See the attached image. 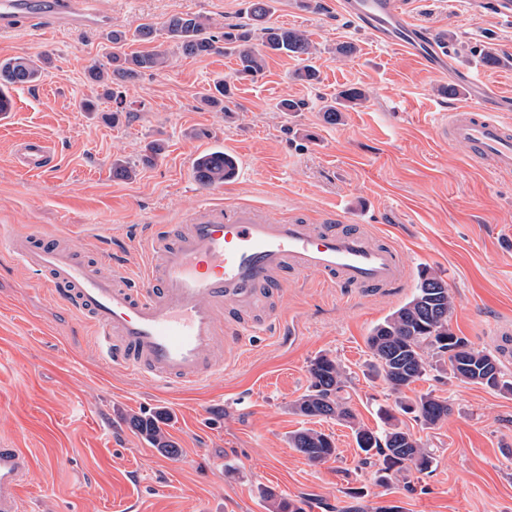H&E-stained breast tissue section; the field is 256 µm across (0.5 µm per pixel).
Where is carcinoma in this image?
Listing matches in <instances>:
<instances>
[{"mask_svg": "<svg viewBox=\"0 0 512 512\" xmlns=\"http://www.w3.org/2000/svg\"><path fill=\"white\" fill-rule=\"evenodd\" d=\"M273 0H248L247 13L251 24L243 32L233 29L221 34L213 32L210 18L200 14H174L164 23L170 44L182 54L203 57L216 53L236 56L238 73L258 76L266 66L271 53H285L304 65L296 70L298 80L312 83L318 79L316 68L309 64L313 55L312 41L304 33L270 23ZM112 55L108 65L88 70L87 79L103 88L104 95L114 97L112 85L131 81L146 73H156L167 67L168 58L162 50L133 53L122 51L128 35L122 30L112 31ZM261 41V48L253 40ZM45 61L41 58L15 57L0 61V113L12 110L9 90L29 86L40 81ZM228 95L226 81L214 83V92L205 97L210 106H224ZM366 99L362 89L351 87L340 91L321 108L323 121L334 125L341 113L361 104ZM193 170L204 187L221 184L237 171L234 156L222 151H210L194 160ZM454 305L447 283L435 272L419 273L412 296L401 306L375 324L367 337L371 353V371L383 378L392 391L399 392L417 382L427 380L432 369L430 359L448 364L450 377L466 384L480 385L512 394V380L505 378L497 357L489 351L473 348L468 340H455L449 327ZM311 383L308 393L295 404L294 410L307 417H329L348 424L353 430L357 448L362 454L360 464L376 468L377 483L386 485L397 476L416 470L426 472L435 463L430 450L410 431L401 428L396 414H414L415 420L426 426H436L448 418L449 406L429 393L411 401L397 400L381 410L384 426L372 430L361 425L350 405L346 390L347 376L336 360L322 355L310 364ZM141 434L155 448L170 447L160 420H137ZM289 445L314 464L330 460L336 455L331 436L314 429H303L289 436Z\"/></svg>", "mask_w": 512, "mask_h": 512, "instance_id": "obj_1", "label": "carcinoma"}]
</instances>
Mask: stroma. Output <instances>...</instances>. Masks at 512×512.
<instances>
[{
    "label": "stroma",
    "mask_w": 512,
    "mask_h": 512,
    "mask_svg": "<svg viewBox=\"0 0 512 512\" xmlns=\"http://www.w3.org/2000/svg\"><path fill=\"white\" fill-rule=\"evenodd\" d=\"M292 2L275 0L271 20L309 36L318 81L295 80L300 63L284 54L270 55L253 79L238 77L230 54H176L163 72L122 85L119 114L87 79L111 54L113 30L160 27L181 13L243 26L246 0H86V11L111 27L28 18L0 37V61L49 58L42 80L13 88L12 110L0 115V226L86 248L108 225L118 261L133 274L145 258L144 225L182 223L203 202L295 209L313 221L340 209L403 249L411 282L425 268L441 273L455 335L496 354L512 349V335L498 334L512 326V176L490 174L466 146L442 145L431 129L433 113L468 104L460 73L483 66L489 51L501 63L486 68L488 83L512 121V29L498 0H416L423 22L447 39L454 96L441 95L443 82L415 59L382 50L331 11L293 12ZM346 43L355 47L348 57L338 52ZM218 78L231 86L222 112L202 102ZM349 87L365 101L325 123L321 107ZM285 98L299 111H279ZM88 100L95 111L85 110ZM32 135L53 146L48 171L13 164L17 143ZM155 140L166 150L143 164ZM216 149L236 158L240 178L211 192L191 171L199 154ZM117 159L135 166L132 179L113 178ZM411 294L410 286L350 294L317 274L287 282L283 324L248 337L221 383L171 391L104 368L93 326L45 301L0 249V446L27 449L34 461L24 512H270L268 490L304 512H512V395L435 370L396 394L369 371L370 329ZM321 355L345 368L366 427L380 428L379 407L399 395L447 401L436 427L399 418L434 454L433 472L378 485L359 468L349 427L294 412ZM158 415L174 454L153 448L136 426ZM304 428L332 435L337 458L313 464L290 448L289 436ZM354 489L360 498H351Z\"/></svg>",
    "instance_id": "obj_1"
}]
</instances>
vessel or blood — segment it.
<instances>
[{"instance_id": "b4317fda", "label": "vessel or blood", "mask_w": 512, "mask_h": 512, "mask_svg": "<svg viewBox=\"0 0 512 512\" xmlns=\"http://www.w3.org/2000/svg\"><path fill=\"white\" fill-rule=\"evenodd\" d=\"M82 0H0V35L35 15L91 26ZM336 13L379 46L416 59L447 79L446 47L423 24L413 0H336ZM468 106L439 113L433 130L446 146L466 145L473 162L497 174L512 173V123L502 119L483 90V71L469 73ZM53 160L47 143L24 141L15 164L43 171ZM20 267L38 273L48 298L61 302L97 334L101 360L138 377L181 389L222 379L229 358L255 329L280 324L273 303L283 275H322L345 289L396 291L408 280L401 248L378 235L348 226L344 212L326 223L277 220L251 204L204 205L188 223L168 225L145 243L147 263L132 277L111 266L100 247L94 261L80 248L32 232L4 234ZM34 477L26 449L0 448V512H22L23 490Z\"/></svg>"}]
</instances>
